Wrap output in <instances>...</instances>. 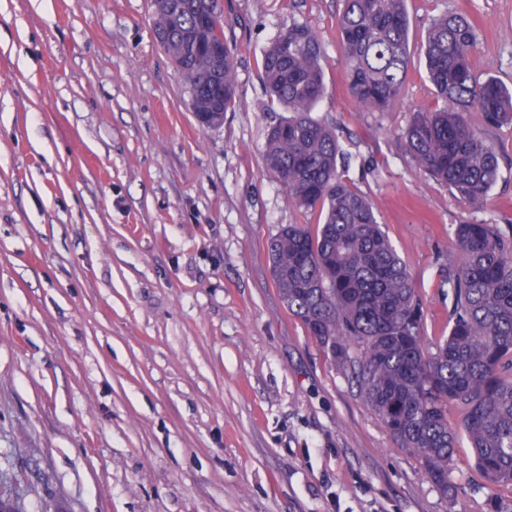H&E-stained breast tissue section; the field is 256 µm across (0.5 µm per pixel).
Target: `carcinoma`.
<instances>
[{"label":"carcinoma","instance_id":"carcinoma-1","mask_svg":"<svg viewBox=\"0 0 512 512\" xmlns=\"http://www.w3.org/2000/svg\"><path fill=\"white\" fill-rule=\"evenodd\" d=\"M154 14L166 31L164 49L197 112L236 105V60L224 45L217 62L203 44L224 39L223 16L203 29L200 17L218 0H172ZM405 0H342L337 19L351 102L377 112L399 98L411 53ZM474 24L446 13L429 29L425 66L438 107L414 113L402 146L418 172L446 185L471 206L488 200L498 178L496 151L485 131L512 124V88L476 80ZM322 45L306 25L279 33L263 58L266 91L292 112L274 126L264 165L288 204L319 211L322 223L282 226L268 245L273 283L288 311L343 371L381 417L398 447L413 455L431 481L448 474L460 439L492 485L512 487V239L489 224H459L458 261L448 266V335L424 333L423 304L412 277L369 199L338 171L336 133L311 117L323 95ZM463 411L448 425V405Z\"/></svg>","mask_w":512,"mask_h":512}]
</instances>
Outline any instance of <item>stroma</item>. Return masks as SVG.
I'll use <instances>...</instances> for the list:
<instances>
[{
	"mask_svg": "<svg viewBox=\"0 0 512 512\" xmlns=\"http://www.w3.org/2000/svg\"><path fill=\"white\" fill-rule=\"evenodd\" d=\"M411 64L389 111L355 110L340 0H224L236 106L197 122L151 0H0V498L22 512H512L458 448L438 487L288 313L267 244L290 207L263 165L288 112L263 52L305 25L323 49L312 112L447 335L459 224L512 236V124L475 208L400 138L436 106L433 18L465 14L478 79L512 87V0H407Z\"/></svg>",
	"mask_w": 512,
	"mask_h": 512,
	"instance_id": "35a3bbf8",
	"label": "stroma"
}]
</instances>
